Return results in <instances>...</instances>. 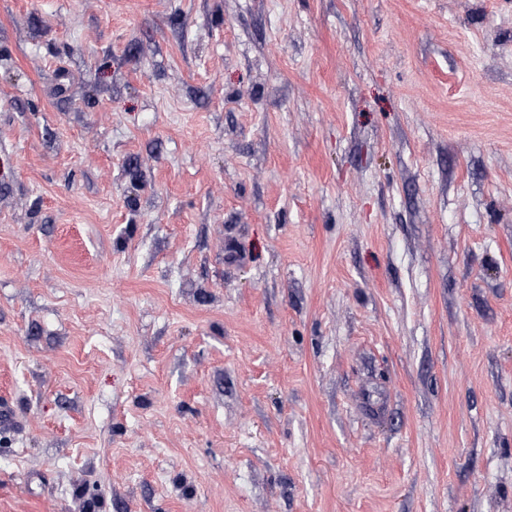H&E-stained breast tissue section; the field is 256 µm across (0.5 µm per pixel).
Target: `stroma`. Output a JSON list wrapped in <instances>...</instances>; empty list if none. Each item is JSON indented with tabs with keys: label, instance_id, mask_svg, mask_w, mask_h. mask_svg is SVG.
<instances>
[{
	"label": "stroma",
	"instance_id": "35a3bbf8",
	"mask_svg": "<svg viewBox=\"0 0 512 512\" xmlns=\"http://www.w3.org/2000/svg\"><path fill=\"white\" fill-rule=\"evenodd\" d=\"M0 512H512V0H0Z\"/></svg>",
	"mask_w": 512,
	"mask_h": 512
}]
</instances>
